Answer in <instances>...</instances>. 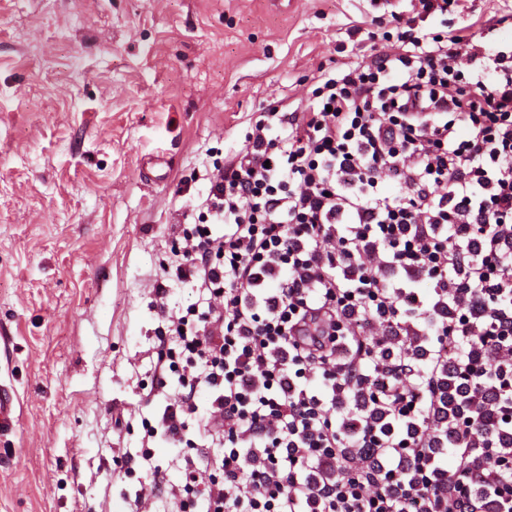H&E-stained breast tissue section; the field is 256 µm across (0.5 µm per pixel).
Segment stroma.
<instances>
[{
  "label": "stroma",
  "mask_w": 512,
  "mask_h": 512,
  "mask_svg": "<svg viewBox=\"0 0 512 512\" xmlns=\"http://www.w3.org/2000/svg\"><path fill=\"white\" fill-rule=\"evenodd\" d=\"M463 3L424 32L469 15L481 45L512 54L499 21L512 0ZM409 10L0 0V384L18 398L0 433V512H179L184 460L144 440L175 392L156 378V329L201 298L173 281L156 305L175 227L196 222L215 163L261 114L302 111L322 73L386 48ZM153 465L166 482L142 490Z\"/></svg>",
  "instance_id": "1"
}]
</instances>
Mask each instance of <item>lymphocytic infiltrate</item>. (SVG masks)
<instances>
[{
    "mask_svg": "<svg viewBox=\"0 0 512 512\" xmlns=\"http://www.w3.org/2000/svg\"><path fill=\"white\" fill-rule=\"evenodd\" d=\"M410 2L394 51L257 120L179 229L154 295L211 304L165 327L145 438L194 447L193 414L221 449L185 510L512 512V64L472 21L416 30L459 0Z\"/></svg>",
    "mask_w": 512,
    "mask_h": 512,
    "instance_id": "1",
    "label": "lymphocytic infiltrate"
}]
</instances>
